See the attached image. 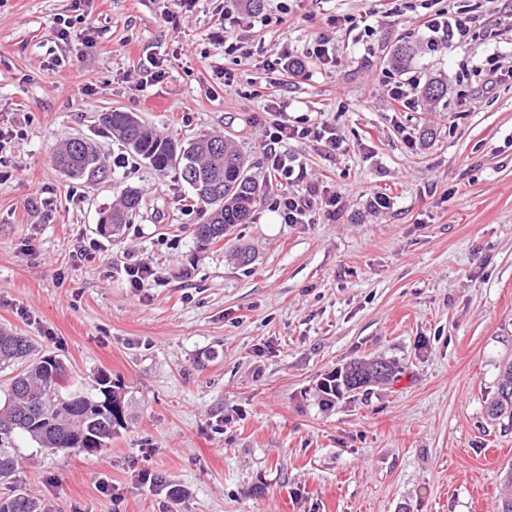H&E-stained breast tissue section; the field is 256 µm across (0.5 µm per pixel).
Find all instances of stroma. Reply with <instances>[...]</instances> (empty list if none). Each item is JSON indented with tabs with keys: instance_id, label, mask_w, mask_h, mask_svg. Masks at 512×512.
Masks as SVG:
<instances>
[{
	"instance_id": "stroma-1",
	"label": "stroma",
	"mask_w": 512,
	"mask_h": 512,
	"mask_svg": "<svg viewBox=\"0 0 512 512\" xmlns=\"http://www.w3.org/2000/svg\"><path fill=\"white\" fill-rule=\"evenodd\" d=\"M262 2L0 0V129L17 133L0 152V327L83 391L109 374L130 406L103 455L25 459L16 484L51 512H498L512 420L487 406L512 363V0ZM426 4L469 39L426 52ZM229 34L249 58L227 51ZM319 34L335 63L308 57ZM404 41L408 71L447 79L445 104L418 88L414 109L393 111ZM286 53L299 73L266 68ZM149 64L161 80L144 82ZM115 109L164 136L231 141L269 186L250 222L200 248L189 186L113 138L101 116ZM281 117L340 140L278 146L304 172L291 191L328 187L336 219L272 211L263 142ZM73 138L103 174L55 164ZM127 189L142 208L102 234ZM378 193L391 201L376 212ZM139 262L158 274L141 292L124 273ZM372 358L394 378L325 397V380ZM143 468L154 485L136 483Z\"/></svg>"
}]
</instances>
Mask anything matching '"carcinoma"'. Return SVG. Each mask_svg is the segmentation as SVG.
I'll return each mask as SVG.
<instances>
[{"label": "carcinoma", "mask_w": 512, "mask_h": 512, "mask_svg": "<svg viewBox=\"0 0 512 512\" xmlns=\"http://www.w3.org/2000/svg\"><path fill=\"white\" fill-rule=\"evenodd\" d=\"M427 100L438 104L448 95V84L441 79L424 88ZM104 122L123 144L148 162L159 174L178 171L180 178L192 170L196 179L188 186L194 199L206 209V220L195 234L202 245L224 240L225 229L250 220L265 186L248 176L249 161L217 135H198L184 141L159 135L136 113L114 110ZM57 163L71 177L92 178L101 169V159L81 139L69 141L60 150ZM142 206V196L134 190L123 193L119 205L104 215L106 232L120 234L129 215ZM32 341L11 330L0 328V365L21 367L10 377L4 400L0 401V483L10 485L23 459L17 440L35 445L43 455L67 454L97 456L109 448L112 436L125 427L128 402L103 374L97 379L96 393L81 391L69 382L66 366L49 356H34ZM394 376L390 363L379 360L354 361L333 379L340 387H364ZM493 418L512 420V365L500 375L496 398L487 408ZM0 512H49L32 495L15 489L0 497Z\"/></svg>", "instance_id": "cac0c4a2"}]
</instances>
